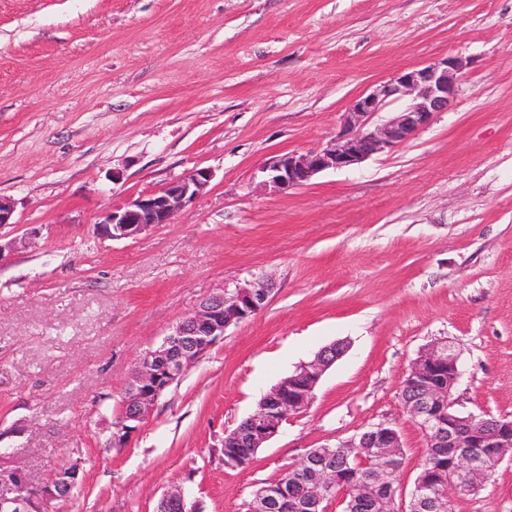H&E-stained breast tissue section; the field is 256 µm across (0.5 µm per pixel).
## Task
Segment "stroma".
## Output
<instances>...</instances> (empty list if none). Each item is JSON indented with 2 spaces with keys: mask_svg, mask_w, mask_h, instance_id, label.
<instances>
[{
  "mask_svg": "<svg viewBox=\"0 0 512 512\" xmlns=\"http://www.w3.org/2000/svg\"><path fill=\"white\" fill-rule=\"evenodd\" d=\"M468 61L409 142L279 193L270 156L326 144L396 72ZM204 168L188 212L131 238L103 214ZM0 429L46 476L80 460L51 512H248L313 448L397 429L396 500L425 437L400 390L448 341L462 413L512 419V0H0ZM266 306L226 329L108 446L139 359L206 298L261 276ZM345 353L244 469L226 432L324 346ZM453 512H512V460Z\"/></svg>",
  "mask_w": 512,
  "mask_h": 512,
  "instance_id": "stroma-1",
  "label": "stroma"
}]
</instances>
